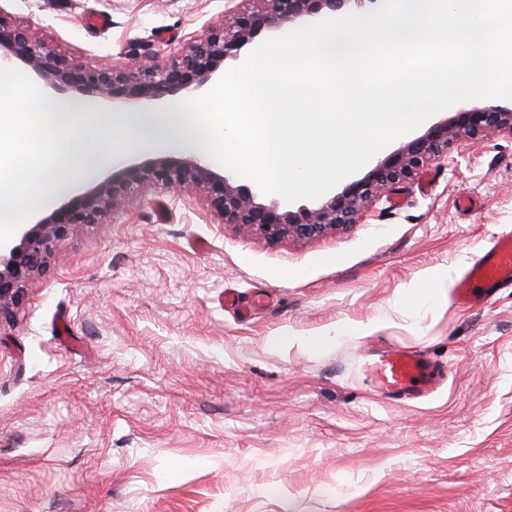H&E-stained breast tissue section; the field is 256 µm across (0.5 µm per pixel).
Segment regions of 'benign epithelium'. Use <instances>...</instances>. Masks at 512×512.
Segmentation results:
<instances>
[{
  "label": "benign epithelium",
  "instance_id": "obj_1",
  "mask_svg": "<svg viewBox=\"0 0 512 512\" xmlns=\"http://www.w3.org/2000/svg\"><path fill=\"white\" fill-rule=\"evenodd\" d=\"M351 1L363 2L251 0L252 8L232 10L230 21L209 26L204 36L191 39L172 57L124 62L110 68L62 55L38 35L39 23L31 19L15 23L0 14V67L25 65L46 91L110 101L114 106H146L167 96L204 90L217 78L221 62L231 60L241 65L246 61L242 50L253 44L261 31L317 23L342 12ZM499 131L512 134V100L460 109L379 159L362 178L348 182L341 191L324 196L312 207L265 202L259 186L244 185L234 174L192 153L159 155L118 169L92 187L67 196L0 247V321L9 319L29 282L46 270L55 246L74 227L105 223L110 214L146 188L195 189L220 224L256 231L270 240L309 238L357 223L387 189L447 157L448 151L463 140Z\"/></svg>",
  "mask_w": 512,
  "mask_h": 512
}]
</instances>
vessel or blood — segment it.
Returning a JSON list of instances; mask_svg holds the SVG:
<instances>
[{"label": "vessel or blood", "mask_w": 512, "mask_h": 512, "mask_svg": "<svg viewBox=\"0 0 512 512\" xmlns=\"http://www.w3.org/2000/svg\"><path fill=\"white\" fill-rule=\"evenodd\" d=\"M504 288H512V233L495 238L463 269L455 298L462 304L475 297L485 301ZM365 373L378 392L397 402L428 396L443 380L437 364L415 351L391 346L369 353Z\"/></svg>", "instance_id": "obj_1"}]
</instances>
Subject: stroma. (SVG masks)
Returning <instances> with one entry per match:
<instances>
[{"label":"stroma","instance_id":"stroma-1","mask_svg":"<svg viewBox=\"0 0 512 512\" xmlns=\"http://www.w3.org/2000/svg\"><path fill=\"white\" fill-rule=\"evenodd\" d=\"M224 4L0 0V14L108 67L177 54ZM507 228V133L311 238L245 234L198 192L154 189L74 228L0 323V512H512V288L474 306L415 294ZM371 320L367 336L298 344ZM379 344L422 352L446 383L419 404L377 396L364 355Z\"/></svg>","mask_w":512,"mask_h":512}]
</instances>
